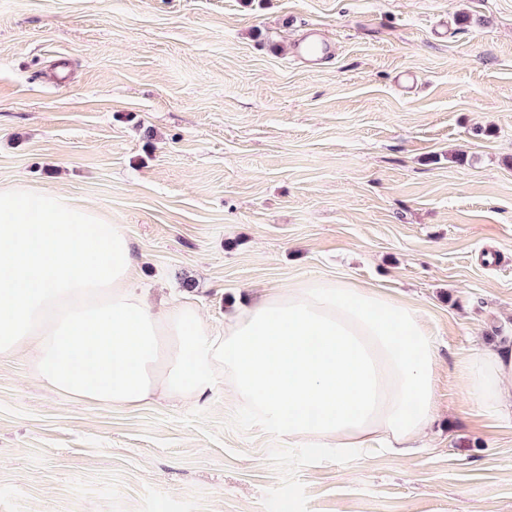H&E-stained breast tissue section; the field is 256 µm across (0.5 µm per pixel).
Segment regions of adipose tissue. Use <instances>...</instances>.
I'll return each mask as SVG.
<instances>
[{"mask_svg": "<svg viewBox=\"0 0 512 512\" xmlns=\"http://www.w3.org/2000/svg\"><path fill=\"white\" fill-rule=\"evenodd\" d=\"M125 225L18 182L0 189V358L26 355L49 392L105 407L197 401L225 383L303 448L407 456L429 434L437 354L421 314L344 279L275 289L223 331L133 278ZM465 385L512 415V346L479 351Z\"/></svg>", "mask_w": 512, "mask_h": 512, "instance_id": "obj_1", "label": "adipose tissue"}]
</instances>
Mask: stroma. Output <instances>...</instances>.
<instances>
[{"instance_id":"1","label":"stroma","mask_w":512,"mask_h":512,"mask_svg":"<svg viewBox=\"0 0 512 512\" xmlns=\"http://www.w3.org/2000/svg\"><path fill=\"white\" fill-rule=\"evenodd\" d=\"M17 182L126 225L137 284L212 329L346 279L417 308L438 366L423 448L340 458L221 385L109 408L0 359V512H512V421L462 380L512 342V0H0Z\"/></svg>"}]
</instances>
